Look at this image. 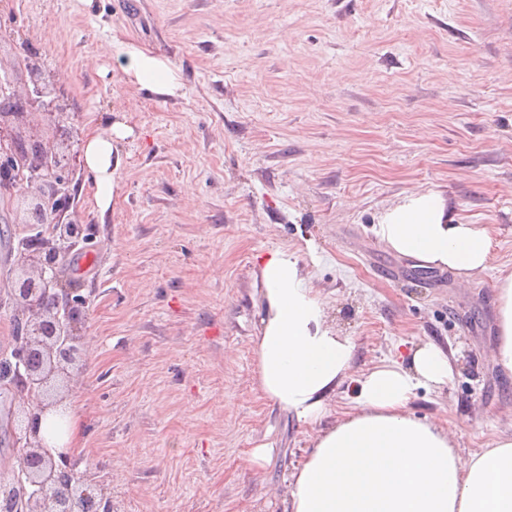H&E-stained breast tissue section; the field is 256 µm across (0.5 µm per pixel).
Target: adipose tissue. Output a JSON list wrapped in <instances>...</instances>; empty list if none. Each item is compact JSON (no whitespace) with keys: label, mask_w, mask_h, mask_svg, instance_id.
Instances as JSON below:
<instances>
[{"label":"adipose tissue","mask_w":512,"mask_h":512,"mask_svg":"<svg viewBox=\"0 0 512 512\" xmlns=\"http://www.w3.org/2000/svg\"><path fill=\"white\" fill-rule=\"evenodd\" d=\"M123 72L159 95H180L176 71L161 57L122 42ZM126 129L88 138L84 158L94 173L99 207L114 193L115 139ZM373 232L390 251L461 278L485 270L488 226L462 223L436 192L412 193L384 211ZM266 311L256 338L258 388L305 424H317L336 388L353 379L356 393L343 418L324 430L287 480L283 512H512V437L461 458L450 429L411 414L417 389L446 385L452 367L427 343L407 363L390 360L352 376L354 347L326 321L325 305L287 251L259 256ZM497 334L491 359L512 376V273L495 292Z\"/></svg>","instance_id":"obj_1"}]
</instances>
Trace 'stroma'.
<instances>
[{
    "mask_svg": "<svg viewBox=\"0 0 512 512\" xmlns=\"http://www.w3.org/2000/svg\"><path fill=\"white\" fill-rule=\"evenodd\" d=\"M1 36L56 67L78 140L129 131L109 208L92 172L78 187L90 264L58 269L87 299L71 460L118 512H281L320 428L254 380L257 258L277 249L351 340L354 372L434 343L453 376L410 411L453 423L464 456L512 436V378L489 355L512 272V0H14ZM118 41L168 60L181 95L130 80ZM427 191L491 231L470 281L371 231ZM19 211L0 203L1 296L29 235ZM21 403L0 381V480L18 467Z\"/></svg>",
    "mask_w": 512,
    "mask_h": 512,
    "instance_id": "stroma-1",
    "label": "stroma"
}]
</instances>
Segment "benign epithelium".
<instances>
[{
	"label": "benign epithelium",
	"instance_id": "1",
	"mask_svg": "<svg viewBox=\"0 0 512 512\" xmlns=\"http://www.w3.org/2000/svg\"><path fill=\"white\" fill-rule=\"evenodd\" d=\"M27 53L23 89L0 85V196L25 203L20 223L28 229L48 227L21 247L9 289L19 339L9 368L25 396L16 438L36 465L0 490V512H114L112 497L75 472L68 448L47 444L39 431L41 417L61 405L59 376L82 368L86 299L64 288L55 271L69 250L90 243L91 232L70 215L82 164L64 123L68 97L57 72L44 71L33 49ZM33 114L45 118L44 129L30 127Z\"/></svg>",
	"mask_w": 512,
	"mask_h": 512
}]
</instances>
